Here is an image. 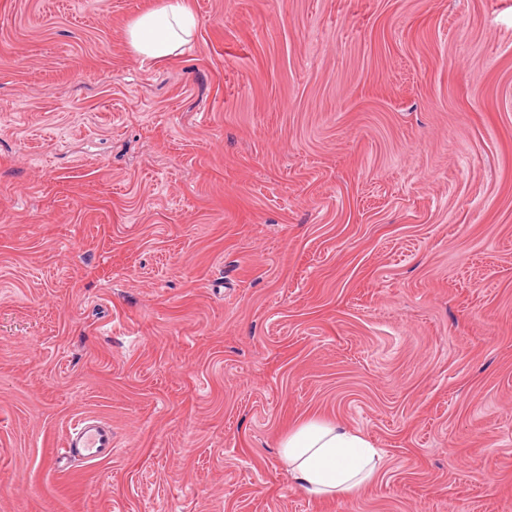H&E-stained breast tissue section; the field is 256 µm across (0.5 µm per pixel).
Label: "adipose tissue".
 Listing matches in <instances>:
<instances>
[{
  "instance_id": "ef3b65f1",
  "label": "adipose tissue",
  "mask_w": 512,
  "mask_h": 512,
  "mask_svg": "<svg viewBox=\"0 0 512 512\" xmlns=\"http://www.w3.org/2000/svg\"><path fill=\"white\" fill-rule=\"evenodd\" d=\"M198 25L185 0L161 6L133 19L126 41L143 60L157 62L176 55ZM383 454L360 431L318 417L289 427L280 441L278 462L292 484L314 500L347 498L380 472Z\"/></svg>"
}]
</instances>
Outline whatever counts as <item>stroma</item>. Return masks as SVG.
I'll return each mask as SVG.
<instances>
[{
    "instance_id": "stroma-1",
    "label": "stroma",
    "mask_w": 512,
    "mask_h": 512,
    "mask_svg": "<svg viewBox=\"0 0 512 512\" xmlns=\"http://www.w3.org/2000/svg\"><path fill=\"white\" fill-rule=\"evenodd\" d=\"M159 3L0 0V512H512V0H186L152 63ZM308 416L377 478L304 496ZM197 25L185 0H165L159 8L146 11L129 23L127 45L145 61L167 60L189 43ZM112 426L96 416L79 419L69 430L63 448L56 458L59 469H68L71 462L91 464L112 458L114 453ZM383 454L360 431L318 417L288 428L278 462L292 484L313 500L347 498L380 472Z\"/></svg>"
}]
</instances>
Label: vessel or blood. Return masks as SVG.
I'll return each instance as SVG.
<instances>
[{"label":"vessel or blood","instance_id":"1","mask_svg":"<svg viewBox=\"0 0 512 512\" xmlns=\"http://www.w3.org/2000/svg\"><path fill=\"white\" fill-rule=\"evenodd\" d=\"M113 452L111 425L96 416L87 415L69 430L56 464L64 470L72 462L91 464L110 459Z\"/></svg>","mask_w":512,"mask_h":512}]
</instances>
